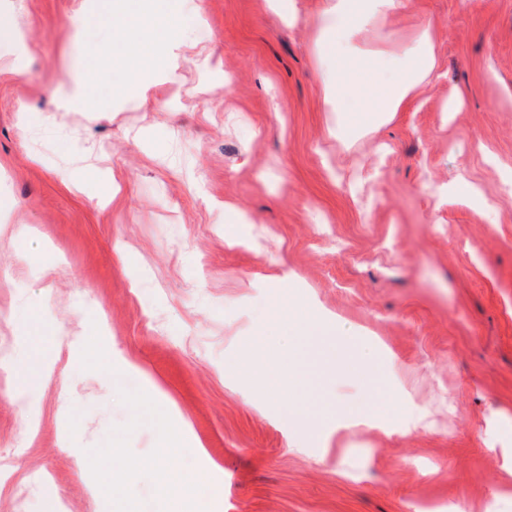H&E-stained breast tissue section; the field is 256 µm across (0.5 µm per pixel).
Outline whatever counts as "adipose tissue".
<instances>
[{"instance_id": "obj_1", "label": "adipose tissue", "mask_w": 512, "mask_h": 512, "mask_svg": "<svg viewBox=\"0 0 512 512\" xmlns=\"http://www.w3.org/2000/svg\"><path fill=\"white\" fill-rule=\"evenodd\" d=\"M323 6L307 21L316 30L318 60L330 64L335 79L326 86L325 94L345 102L346 123L353 129L371 128L386 117L410 104L414 97L424 93L437 76L432 39L435 25L425 19L418 23L415 32L404 47L405 64L394 77H385L378 66L375 53L362 48L363 40L384 28L407 8V0H322ZM185 0H112L113 14L135 19L141 13L153 15L155 27L144 34H131L118 41L117 48L123 57L125 69L134 73L149 64L157 65L163 72L171 73L182 62L192 61L197 69L210 67L209 55H187V42L170 34L172 18L183 17ZM283 341L296 346L301 354H316L328 362H345L356 377H364L367 359L353 355L351 336L332 334L326 320L297 310L288 318L286 331L263 329L261 344ZM256 385L264 393L287 401L288 412L301 416L303 401L309 392V378L303 370L296 369L288 376H281L273 365L265 364L252 370ZM386 402L347 403L329 414L328 419L336 429H349L370 425L381 420L389 410ZM196 442L183 428L169 432L163 440L157 457L155 479L164 497L187 493L203 484L205 474L180 479L170 463L183 449L195 447Z\"/></svg>"}]
</instances>
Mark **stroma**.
Segmentation results:
<instances>
[{
  "label": "stroma",
  "instance_id": "35a3bbf8",
  "mask_svg": "<svg viewBox=\"0 0 512 512\" xmlns=\"http://www.w3.org/2000/svg\"><path fill=\"white\" fill-rule=\"evenodd\" d=\"M472 2L409 0L366 41L391 75L430 17L440 77L341 144L315 30L267 0H202L184 33L211 73L147 72L144 97L91 112L56 102L88 50L112 67L113 21L76 25L97 0H0L18 28L0 42V512H41L52 490L58 512H161L151 472L127 469L184 425L204 450L176 470L209 476L184 512H512V0ZM461 178L478 196L455 195ZM228 202L246 218L231 229ZM299 307L386 367L363 386L303 358L308 431L243 365ZM38 354L49 374L21 381ZM108 359L167 413L142 423ZM365 393L396 412L332 432L327 412ZM106 480L113 495L96 494Z\"/></svg>",
  "mask_w": 512,
  "mask_h": 512
}]
</instances>
